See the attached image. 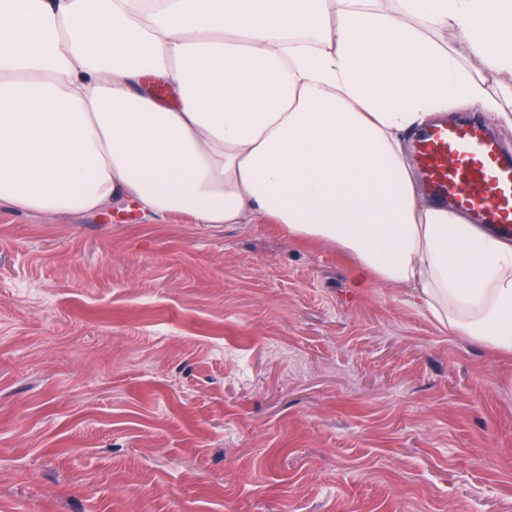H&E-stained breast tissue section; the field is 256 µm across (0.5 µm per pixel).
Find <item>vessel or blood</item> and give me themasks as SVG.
Segmentation results:
<instances>
[{
  "label": "vessel or blood",
  "instance_id": "obj_1",
  "mask_svg": "<svg viewBox=\"0 0 512 512\" xmlns=\"http://www.w3.org/2000/svg\"><path fill=\"white\" fill-rule=\"evenodd\" d=\"M430 192L498 234L512 235V156L485 125L461 119L433 125L416 147Z\"/></svg>",
  "mask_w": 512,
  "mask_h": 512
}]
</instances>
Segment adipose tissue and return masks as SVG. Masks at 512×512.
I'll return each instance as SVG.
<instances>
[{
	"mask_svg": "<svg viewBox=\"0 0 512 512\" xmlns=\"http://www.w3.org/2000/svg\"><path fill=\"white\" fill-rule=\"evenodd\" d=\"M459 105L512 108V0H0V206L282 224L510 355L512 242L406 150ZM437 40L443 44L453 47L457 50L461 64L469 71L486 72L483 71L479 61L469 54L467 49L461 44L458 35L455 31L448 29L438 34Z\"/></svg>",
	"mask_w": 512,
	"mask_h": 512,
	"instance_id": "ef3b65f1",
	"label": "adipose tissue"
}]
</instances>
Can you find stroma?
Segmentation results:
<instances>
[{"label":"stroma","mask_w":512,"mask_h":512,"mask_svg":"<svg viewBox=\"0 0 512 512\" xmlns=\"http://www.w3.org/2000/svg\"><path fill=\"white\" fill-rule=\"evenodd\" d=\"M286 228L0 208V512H512V356Z\"/></svg>","instance_id":"1"}]
</instances>
